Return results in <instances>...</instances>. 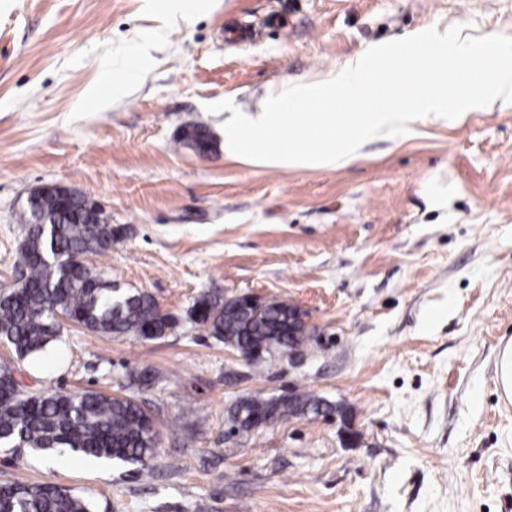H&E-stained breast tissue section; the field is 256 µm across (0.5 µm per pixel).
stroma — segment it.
<instances>
[{"instance_id":"obj_1","label":"stroma","mask_w":512,"mask_h":512,"mask_svg":"<svg viewBox=\"0 0 512 512\" xmlns=\"http://www.w3.org/2000/svg\"><path fill=\"white\" fill-rule=\"evenodd\" d=\"M435 25L512 36V0H216L169 21L143 0H0V282L16 278L30 192L65 186L116 231L90 265L179 319L155 340L69 325L23 361L0 343L23 390L126 394L158 429L151 475L0 448V484L53 483L94 512H512V403L497 393L512 341V103L333 170L226 160L224 116L205 109L255 111ZM158 27L128 95L85 100L112 81L102 60ZM193 124L209 153L182 141ZM243 291L306 312L301 362L243 368L188 321L201 293ZM295 387L349 407L360 442L343 445L336 418L227 437L239 398Z\"/></svg>"}]
</instances>
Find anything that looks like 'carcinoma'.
I'll list each match as a JSON object with an SVG mask.
<instances>
[{"label": "carcinoma", "mask_w": 512, "mask_h": 512, "mask_svg": "<svg viewBox=\"0 0 512 512\" xmlns=\"http://www.w3.org/2000/svg\"><path fill=\"white\" fill-rule=\"evenodd\" d=\"M193 148L211 149L212 137L195 125L185 132ZM86 197L54 186L31 192L23 215L24 234L17 248L20 279L0 285V342L17 359L42 352L58 336L60 318L92 332L133 335L145 340L172 331L179 319L165 312L146 292L119 288L92 275L83 257L112 250V224L104 211L86 208ZM296 306L266 300L258 316L219 293H203L188 309L189 320L253 366L273 362L288 351L303 354L314 331L294 317ZM259 412L267 425L284 416L328 415L323 398L294 389L282 401L249 396L237 403L229 420L241 432L252 430L250 415ZM157 443L156 423L134 399L96 391H47L24 394L11 371L0 370V446L35 453H70L84 460H107L137 472L151 470ZM0 512H94L92 504L51 484L0 485Z\"/></svg>", "instance_id": "obj_1"}]
</instances>
